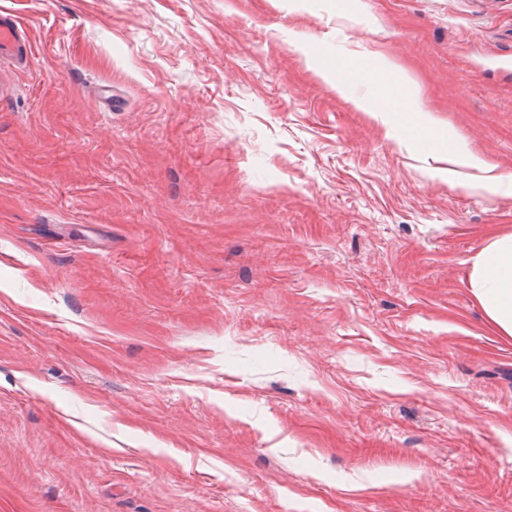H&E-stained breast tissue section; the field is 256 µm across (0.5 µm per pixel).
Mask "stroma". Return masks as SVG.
<instances>
[{
  "label": "stroma",
  "instance_id": "1",
  "mask_svg": "<svg viewBox=\"0 0 512 512\" xmlns=\"http://www.w3.org/2000/svg\"><path fill=\"white\" fill-rule=\"evenodd\" d=\"M1 4L0 512H512V0ZM31 46L27 27L17 20L8 8H0V64L12 62L18 69H26L30 62ZM448 155L452 161L461 160L465 164L478 169L483 174L472 185L477 190H490L497 187L504 177L495 172V167L486 163L480 157L472 154L463 143L448 136ZM474 293L494 327L512 336V234L496 236L473 271Z\"/></svg>",
  "mask_w": 512,
  "mask_h": 512
}]
</instances>
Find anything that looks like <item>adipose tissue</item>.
Returning a JSON list of instances; mask_svg holds the SVG:
<instances>
[{
    "label": "adipose tissue",
    "instance_id": "ef3b65f1",
    "mask_svg": "<svg viewBox=\"0 0 512 512\" xmlns=\"http://www.w3.org/2000/svg\"><path fill=\"white\" fill-rule=\"evenodd\" d=\"M474 293L494 327L512 336V234L493 238L475 262Z\"/></svg>",
    "mask_w": 512,
    "mask_h": 512
}]
</instances>
